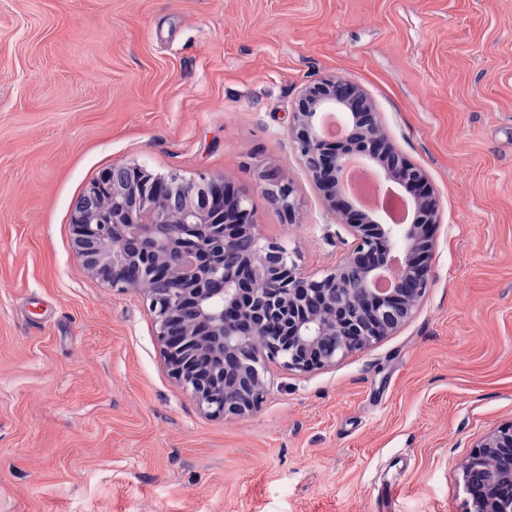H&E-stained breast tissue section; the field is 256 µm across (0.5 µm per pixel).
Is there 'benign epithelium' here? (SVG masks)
Returning a JSON list of instances; mask_svg holds the SVG:
<instances>
[{
  "mask_svg": "<svg viewBox=\"0 0 512 512\" xmlns=\"http://www.w3.org/2000/svg\"><path fill=\"white\" fill-rule=\"evenodd\" d=\"M335 114L351 142L329 143L328 120ZM288 134L326 212L357 215L349 225L350 248L320 278L303 276L282 243L261 235L245 194L232 195L224 181L204 174L185 181L114 164L112 170L128 175L112 182L111 205L79 209L72 219L76 257L106 287L126 292V269H140L139 291L149 301L165 365L212 416L257 410L270 363L309 373L394 334L430 288L439 200L425 172L389 142L367 96L325 77L303 90ZM353 160L385 187L415 188L407 219L383 224L379 210L347 190ZM256 183L284 214L294 213L285 174L258 170ZM170 187L182 201L175 222L166 201ZM353 279L356 295L347 288ZM216 280L224 281L220 298L212 293ZM254 281L264 282L265 291L248 288ZM505 448L512 449V422L482 439L473 459ZM467 512H504V505L485 490L470 496Z\"/></svg>",
  "mask_w": 512,
  "mask_h": 512,
  "instance_id": "benign-epithelium-1",
  "label": "benign epithelium"
}]
</instances>
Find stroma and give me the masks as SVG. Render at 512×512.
Instances as JSON below:
<instances>
[{
  "label": "stroma",
  "mask_w": 512,
  "mask_h": 512,
  "mask_svg": "<svg viewBox=\"0 0 512 512\" xmlns=\"http://www.w3.org/2000/svg\"><path fill=\"white\" fill-rule=\"evenodd\" d=\"M327 76L438 196L432 286L393 335L269 364L257 411L209 416L138 291L77 259L76 202L116 163L221 177L321 277L353 237L288 124ZM509 422L512 0H0V512H466L475 446ZM256 183L288 219L295 209L294 189L288 177L272 168L256 171Z\"/></svg>",
  "instance_id": "stroma-1"
}]
</instances>
